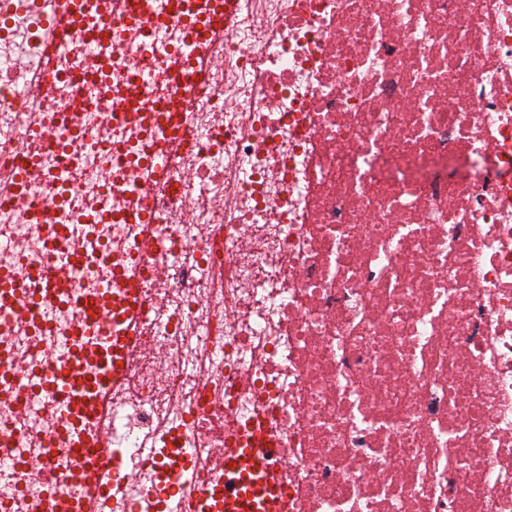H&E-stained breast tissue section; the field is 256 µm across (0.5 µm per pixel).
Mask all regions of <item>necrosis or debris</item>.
<instances>
[{
  "label": "necrosis or debris",
  "mask_w": 512,
  "mask_h": 512,
  "mask_svg": "<svg viewBox=\"0 0 512 512\" xmlns=\"http://www.w3.org/2000/svg\"><path fill=\"white\" fill-rule=\"evenodd\" d=\"M204 7L224 2L94 0L103 25L62 32L36 100L46 18L0 0V271L84 251L48 322L0 320V351L86 385L64 415L0 380V512L86 494L75 448L104 356L75 354L97 333L82 303L138 253L139 161L174 141L97 461L105 512H222L219 449L258 417L282 512H512V0H237L203 80L175 82ZM138 60L153 79L133 98ZM162 88L161 119H126Z\"/></svg>",
  "instance_id": "necrosis-or-debris-1"
}]
</instances>
